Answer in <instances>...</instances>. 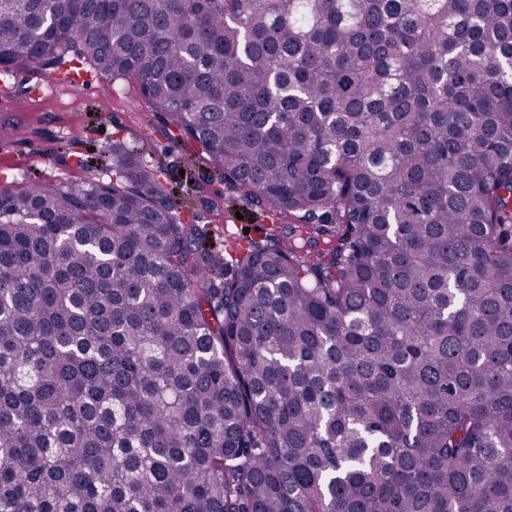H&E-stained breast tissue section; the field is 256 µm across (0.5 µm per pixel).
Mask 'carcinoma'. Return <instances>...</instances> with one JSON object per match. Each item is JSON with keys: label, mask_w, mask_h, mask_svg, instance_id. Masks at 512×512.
I'll list each match as a JSON object with an SVG mask.
<instances>
[{"label": "carcinoma", "mask_w": 512, "mask_h": 512, "mask_svg": "<svg viewBox=\"0 0 512 512\" xmlns=\"http://www.w3.org/2000/svg\"><path fill=\"white\" fill-rule=\"evenodd\" d=\"M65 66L289 222L211 246L145 142L0 188V512H512V0H0Z\"/></svg>", "instance_id": "carcinoma-1"}]
</instances>
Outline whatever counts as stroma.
I'll list each match as a JSON object with an SVG mask.
<instances>
[{
    "instance_id": "obj_1",
    "label": "stroma",
    "mask_w": 512,
    "mask_h": 512,
    "mask_svg": "<svg viewBox=\"0 0 512 512\" xmlns=\"http://www.w3.org/2000/svg\"><path fill=\"white\" fill-rule=\"evenodd\" d=\"M16 126L0 140V186H18L41 175L58 182L97 177L99 148L117 138L151 139V163L163 169L164 185L182 217L199 225L214 243L247 245L279 233L261 207L246 204L227 187L208 183L191 146L168 139L162 116L151 115L133 81L110 82L96 72L66 78L56 72L19 70L0 83V123ZM72 144L68 156L54 154L59 140Z\"/></svg>"
}]
</instances>
